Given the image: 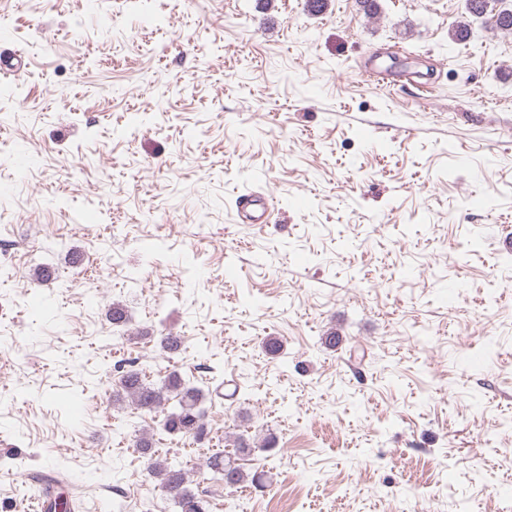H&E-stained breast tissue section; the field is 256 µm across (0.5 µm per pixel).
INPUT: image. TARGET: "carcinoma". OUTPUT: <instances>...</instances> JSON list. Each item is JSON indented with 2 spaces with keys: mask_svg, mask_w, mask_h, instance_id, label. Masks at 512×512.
Here are the masks:
<instances>
[{
  "mask_svg": "<svg viewBox=\"0 0 512 512\" xmlns=\"http://www.w3.org/2000/svg\"><path fill=\"white\" fill-rule=\"evenodd\" d=\"M466 9L471 16L484 20L488 27L512 34V8H492L490 0H466ZM118 384L124 397L146 413L158 411L169 397H176L177 405L164 415L160 422L161 430L195 443L203 440L205 425L200 409L201 390L185 383L178 373H170L162 386L157 387L145 381L142 370L128 369L120 373ZM136 447L148 460L149 475L158 482V488L164 495L178 504L181 512H212L210 501L194 493L190 487V470L157 455L153 439L148 436L141 437ZM205 465L227 487L245 483L261 486L265 480L264 472L249 473L226 453L208 456Z\"/></svg>",
  "mask_w": 512,
  "mask_h": 512,
  "instance_id": "obj_1",
  "label": "carcinoma"
}]
</instances>
